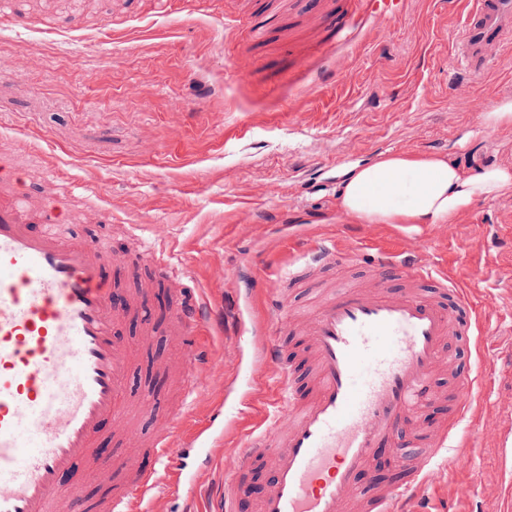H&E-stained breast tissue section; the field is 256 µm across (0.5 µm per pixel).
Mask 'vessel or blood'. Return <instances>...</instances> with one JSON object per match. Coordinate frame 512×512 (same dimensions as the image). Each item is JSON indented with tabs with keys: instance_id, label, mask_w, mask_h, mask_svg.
Masks as SVG:
<instances>
[{
	"instance_id": "vessel-or-blood-1",
	"label": "vessel or blood",
	"mask_w": 512,
	"mask_h": 512,
	"mask_svg": "<svg viewBox=\"0 0 512 512\" xmlns=\"http://www.w3.org/2000/svg\"><path fill=\"white\" fill-rule=\"evenodd\" d=\"M358 3L356 12L327 0L318 10L333 37L311 84L336 71L367 22L395 15L401 0ZM464 8L458 60L475 78L490 65L511 66L512 0H465ZM60 209L54 194L30 206L0 175V512H155L160 472L189 481L175 442L189 410L169 411L151 436L138 429L137 420L157 406L132 392L135 360L124 326L140 319L148 337L158 323L168 325L178 353L174 376L187 401L212 362L214 315L183 285L168 312L152 316L145 290L102 278L114 259L107 248L57 230ZM131 253L157 280L173 278L169 261L141 241ZM339 266L369 269L371 285L340 284L305 307L283 291L267 299L271 335L303 337L309 366H282L277 411L224 466L222 512H403L440 456H462L482 435L470 414L492 380L479 373L458 385L446 423L426 425L417 415L437 399L431 384L452 358L451 337L464 339L474 356L483 353L467 288L439 277L421 242L411 254L370 260L361 247L343 253L322 243L301 254L288 283L297 288ZM109 441L137 449L148 463L92 500L84 487L102 470ZM385 449L401 472L393 482L376 469Z\"/></svg>"
}]
</instances>
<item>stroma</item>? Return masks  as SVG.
Listing matches in <instances>:
<instances>
[{"instance_id":"1","label":"stroma","mask_w":512,"mask_h":512,"mask_svg":"<svg viewBox=\"0 0 512 512\" xmlns=\"http://www.w3.org/2000/svg\"><path fill=\"white\" fill-rule=\"evenodd\" d=\"M312 7L217 0L192 16L162 0H17L0 53L29 68L0 74V158L23 172L29 195L64 198L73 232L107 234L116 252L138 235L223 312L189 427L222 421L225 403H248L206 458L187 448L190 489L160 475L158 512H219L224 460L264 426L280 387L278 363L250 369L263 337L240 328L249 291L258 281L266 294L283 288L299 248L324 240L370 254L424 240L428 259L469 287L485 351L476 363L451 341L456 372L434 387L452 391L481 365L494 386L475 418L492 431L405 507L512 512L500 446L512 433V196L478 201L451 224H354L336 211L342 171L385 151L445 154L468 168L512 164V126L482 128L453 91L469 83L488 107L512 99V68L470 80L455 61L461 0H403L341 55L337 82L310 89L328 38ZM244 14L267 21L263 41L240 32Z\"/></svg>"}]
</instances>
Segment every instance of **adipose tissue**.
Masks as SVG:
<instances>
[{
	"label": "adipose tissue",
	"mask_w": 512,
	"mask_h": 512,
	"mask_svg": "<svg viewBox=\"0 0 512 512\" xmlns=\"http://www.w3.org/2000/svg\"><path fill=\"white\" fill-rule=\"evenodd\" d=\"M512 196V168L464 170L446 157L387 151L342 173L337 210L358 224H450L476 201Z\"/></svg>",
	"instance_id": "adipose-tissue-1"
}]
</instances>
